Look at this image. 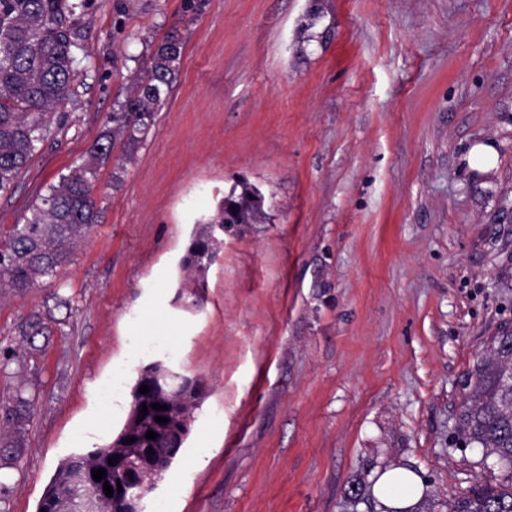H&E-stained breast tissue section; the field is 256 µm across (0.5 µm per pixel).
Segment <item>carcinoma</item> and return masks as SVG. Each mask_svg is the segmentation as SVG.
I'll return each mask as SVG.
<instances>
[{
  "mask_svg": "<svg viewBox=\"0 0 512 512\" xmlns=\"http://www.w3.org/2000/svg\"><path fill=\"white\" fill-rule=\"evenodd\" d=\"M85 0H0V194L9 192L26 173L33 155L49 132L46 118L73 92L77 46L75 18ZM183 41L168 32L149 57L146 69L134 83L131 95L107 117L88 158L61 175L26 210L22 223L0 234V294L21 291L53 278L65 266L76 246L101 222L94 192L100 169L117 144H124L117 161L130 158L155 123L157 112L169 97L179 73ZM260 191L246 182L219 202L214 215L200 225L182 261L190 295L199 304L205 273L223 245L216 231L224 225L263 224L268 219L260 204ZM44 335L39 317L21 326L23 342L34 347ZM471 391L462 399L455 417L453 438L462 448H481L496 458L503 480L485 483L450 500L423 497L401 512H512V331L504 327L487 342L476 363ZM31 415V402L17 390L13 405L3 409L0 423L13 434L0 433L1 448L21 447V433ZM157 432L153 414L135 421L129 409L126 421L103 446L87 448L63 459L45 489L38 512H66L62 507L71 471L77 460L108 466L112 449L128 431Z\"/></svg>",
  "mask_w": 512,
  "mask_h": 512,
  "instance_id": "1",
  "label": "carcinoma"
}]
</instances>
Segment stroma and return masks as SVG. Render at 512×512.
Listing matches in <instances>:
<instances>
[{"label": "stroma", "mask_w": 512, "mask_h": 512, "mask_svg": "<svg viewBox=\"0 0 512 512\" xmlns=\"http://www.w3.org/2000/svg\"><path fill=\"white\" fill-rule=\"evenodd\" d=\"M173 29L176 86L131 161L102 167L101 223L55 278L0 298V356L50 322L0 365V405L21 384L34 403L0 450V512H37L61 459L116 436L154 361L204 395L146 512H379L352 488L394 466L444 499L500 479L449 440L512 328V0H86L73 95L0 230L86 159ZM241 179L268 219L225 234L186 305L180 261ZM154 331L177 358L135 348Z\"/></svg>", "instance_id": "1"}]
</instances>
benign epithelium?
<instances>
[{"instance_id":"7a95c632","label":"benign epithelium","mask_w":512,"mask_h":512,"mask_svg":"<svg viewBox=\"0 0 512 512\" xmlns=\"http://www.w3.org/2000/svg\"><path fill=\"white\" fill-rule=\"evenodd\" d=\"M149 392L142 395L140 402L152 409V404L168 406L166 410H158L157 415L168 419L162 428L175 436L170 448H137L135 443L126 444L121 448L112 450L117 457L114 469L124 473L126 482L117 485L105 476L97 482L92 477L94 466L80 463L75 466L72 482L68 488L66 499L69 512H99L100 505L106 500L120 508V512H140L141 501L147 489L156 486L157 481L163 478L171 460L176 453L177 439L189 432L191 421L184 412V408L192 402L200 391L199 385L192 382L166 384L158 389L153 383H148ZM110 482L113 495L106 496L103 482Z\"/></svg>"}]
</instances>
